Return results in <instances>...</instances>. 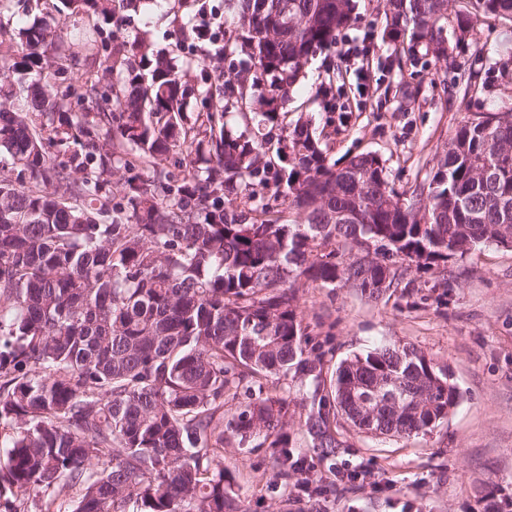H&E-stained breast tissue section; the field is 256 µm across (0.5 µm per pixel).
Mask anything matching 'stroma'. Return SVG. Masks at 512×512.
I'll use <instances>...</instances> for the list:
<instances>
[{
    "instance_id": "1",
    "label": "stroma",
    "mask_w": 512,
    "mask_h": 512,
    "mask_svg": "<svg viewBox=\"0 0 512 512\" xmlns=\"http://www.w3.org/2000/svg\"><path fill=\"white\" fill-rule=\"evenodd\" d=\"M224 0H140L103 29L121 41L147 35L153 51L182 52L172 30ZM379 0H357L336 46L317 54L288 102L289 121L307 120L331 160L372 152L398 191L428 183L463 122L512 104V20L479 17L465 49L447 61L410 58L384 33ZM368 73L360 87L358 70ZM477 92L466 93L468 78ZM311 336L326 342L325 372L356 353L396 344L445 369L459 399L432 433L373 436L341 427L332 463L305 434V411L291 391L288 433L306 458L305 479L280 483L265 448L228 447L224 466L243 512H485L478 489L512 512V247L479 246L444 277L414 278L376 300L349 287H300ZM320 498H311L313 490Z\"/></svg>"
}]
</instances>
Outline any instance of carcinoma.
I'll use <instances>...</instances> for the list:
<instances>
[{
	"label": "carcinoma",
	"instance_id": "cac0c4a2",
	"mask_svg": "<svg viewBox=\"0 0 512 512\" xmlns=\"http://www.w3.org/2000/svg\"><path fill=\"white\" fill-rule=\"evenodd\" d=\"M382 0L386 30L448 57L477 17L512 19V0ZM111 18L112 0H61ZM353 0H224L252 78L217 76L204 112L143 36L114 45L93 24L63 35L36 16L21 47L0 40V72L23 76L0 102V512H242L221 456L269 449L283 483L308 468L288 434V381L302 387L310 447L332 461L336 417L361 432L415 437L458 400L448 373L384 345L322 373L295 288L349 286L378 299L411 270L442 273L477 246L512 243V105L459 126L430 182L407 197L372 153L338 167L281 109L309 59L336 44ZM197 29L184 26V64ZM65 71L82 44L119 79L78 75L92 111L45 93L42 48ZM256 97L261 137L228 128L224 101ZM174 158V168L163 161ZM128 176L112 191L107 176ZM284 187L288 208L254 205ZM374 257L352 255L363 246ZM375 395L373 415L354 394ZM246 396L227 416L225 401Z\"/></svg>",
	"mask_w": 512,
	"mask_h": 512
}]
</instances>
